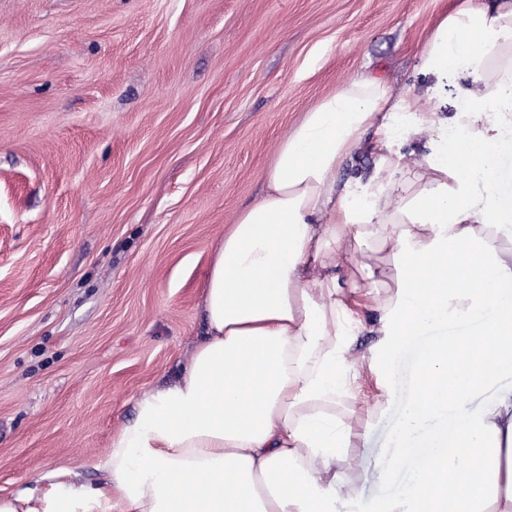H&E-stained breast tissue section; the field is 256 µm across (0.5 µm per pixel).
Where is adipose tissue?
<instances>
[{"label":"adipose tissue","instance_id":"1","mask_svg":"<svg viewBox=\"0 0 512 512\" xmlns=\"http://www.w3.org/2000/svg\"><path fill=\"white\" fill-rule=\"evenodd\" d=\"M418 88L353 76L279 143L265 192L229 225L201 302L207 335L173 383L142 392L96 468L42 475L0 497V512H337L357 493L339 465L353 447L360 391L348 334L361 298L385 315L379 351L406 324L453 323L493 308L476 353L440 341L409 404L406 458L437 459L430 480L380 512H512V0H461L421 54ZM369 180L340 179L361 152ZM396 259L392 291L350 241Z\"/></svg>","mask_w":512,"mask_h":512}]
</instances>
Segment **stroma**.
<instances>
[{
	"instance_id": "stroma-1",
	"label": "stroma",
	"mask_w": 512,
	"mask_h": 512,
	"mask_svg": "<svg viewBox=\"0 0 512 512\" xmlns=\"http://www.w3.org/2000/svg\"><path fill=\"white\" fill-rule=\"evenodd\" d=\"M459 0H0V495L89 482L205 334L204 279L278 142L366 72L411 86ZM419 348L344 400L360 507L401 497Z\"/></svg>"
}]
</instances>
